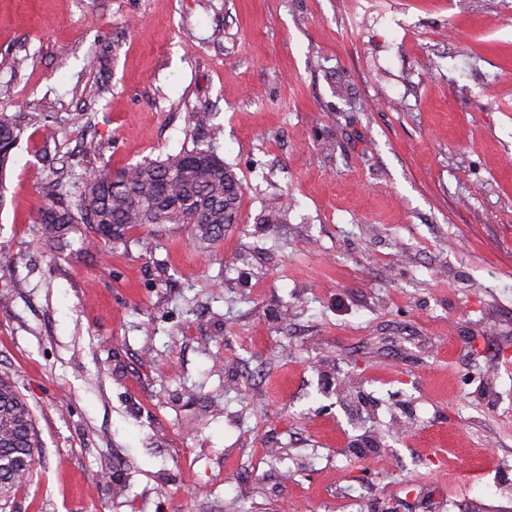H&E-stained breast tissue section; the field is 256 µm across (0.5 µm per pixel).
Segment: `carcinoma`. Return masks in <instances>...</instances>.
I'll return each instance as SVG.
<instances>
[{
	"label": "carcinoma",
	"mask_w": 512,
	"mask_h": 512,
	"mask_svg": "<svg viewBox=\"0 0 512 512\" xmlns=\"http://www.w3.org/2000/svg\"><path fill=\"white\" fill-rule=\"evenodd\" d=\"M24 130L18 115L0 111V187ZM80 181L81 191L70 201L62 184L53 183L37 213L42 236L58 249L71 246L68 236L81 233L84 224L108 244L123 241L137 226L192 224L195 243L206 250L224 235V225L238 223L242 183L211 146L117 171L104 165ZM39 447L28 403L0 376V512L31 476Z\"/></svg>",
	"instance_id": "cac0c4a2"
}]
</instances>
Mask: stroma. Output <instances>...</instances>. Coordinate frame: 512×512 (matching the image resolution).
<instances>
[{
  "instance_id": "obj_1",
  "label": "stroma",
  "mask_w": 512,
  "mask_h": 512,
  "mask_svg": "<svg viewBox=\"0 0 512 512\" xmlns=\"http://www.w3.org/2000/svg\"><path fill=\"white\" fill-rule=\"evenodd\" d=\"M3 109L7 512H512V0H0ZM210 143L209 250L45 244L47 182ZM26 126L21 123L19 116L0 111V187L8 170L14 163V150L21 139ZM41 442L32 411L16 386L0 376V511L29 479ZM21 462L6 468L4 463Z\"/></svg>"
}]
</instances>
